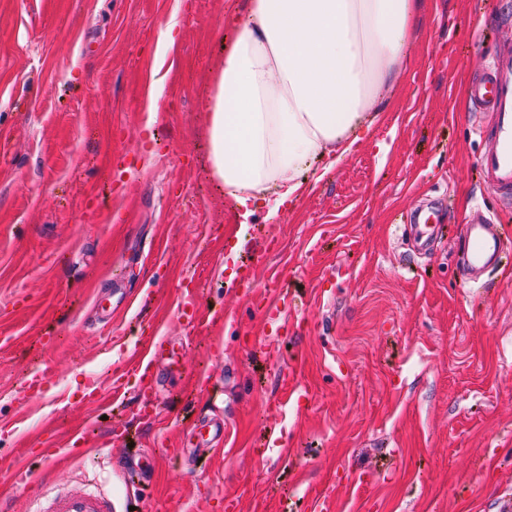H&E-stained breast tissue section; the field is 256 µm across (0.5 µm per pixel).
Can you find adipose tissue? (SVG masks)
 I'll return each instance as SVG.
<instances>
[{
	"instance_id": "ef3b65f1",
	"label": "adipose tissue",
	"mask_w": 512,
	"mask_h": 512,
	"mask_svg": "<svg viewBox=\"0 0 512 512\" xmlns=\"http://www.w3.org/2000/svg\"><path fill=\"white\" fill-rule=\"evenodd\" d=\"M424 0H246L207 100L209 154L249 223L295 203L380 118Z\"/></svg>"
}]
</instances>
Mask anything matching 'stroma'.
Listing matches in <instances>:
<instances>
[{
	"instance_id": "35a3bbf8",
	"label": "stroma",
	"mask_w": 512,
	"mask_h": 512,
	"mask_svg": "<svg viewBox=\"0 0 512 512\" xmlns=\"http://www.w3.org/2000/svg\"><path fill=\"white\" fill-rule=\"evenodd\" d=\"M243 0H0V460L34 481L0 486L7 512L72 487L112 512H498L512 494V257L461 283L457 243L482 208L512 234V203L475 168L466 87L512 53V0H427L408 69L380 121L293 209L231 224L213 174L207 98ZM254 262L256 286L232 279ZM193 279L217 324L187 330ZM294 299L280 361L253 340L272 282ZM112 321L97 298L114 283ZM55 337L46 347L44 337ZM151 336L180 342L161 421L108 386ZM46 375L42 396L24 398ZM299 387L278 422L264 404ZM101 400L88 405L89 380ZM232 385V453H166ZM281 428L288 454L263 449ZM76 429L88 445L26 458ZM154 459L127 496L126 460Z\"/></svg>"
}]
</instances>
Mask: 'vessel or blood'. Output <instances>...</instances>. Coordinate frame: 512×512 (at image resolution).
Returning a JSON list of instances; mask_svg holds the SVG:
<instances>
[{
	"label": "vessel or blood",
	"instance_id": "b4317fda",
	"mask_svg": "<svg viewBox=\"0 0 512 512\" xmlns=\"http://www.w3.org/2000/svg\"><path fill=\"white\" fill-rule=\"evenodd\" d=\"M473 111L490 114L493 125L488 134L493 140L490 149L479 155L477 168L486 188L492 193L512 197V54H497L482 76L469 89ZM465 252L462 266L464 287H477L484 274L499 265L505 250L504 240L490 215L477 210L464 226ZM178 317L189 329L199 328L205 320L191 290L180 294ZM261 315L270 326V335L262 337L260 344L268 356H275L280 339L287 335L288 293L284 289L267 290L262 302ZM175 342L164 336L147 339L140 352V360L131 372L139 377L143 386L154 380V369L173 371L177 360ZM230 427L226 420L204 422L179 439V455H186L190 442L210 445L226 442ZM0 479L13 487H26L32 475L25 463L16 461L0 467ZM34 512H112V501L86 488L76 486L63 495L42 502Z\"/></svg>",
	"mask_w": 512,
	"mask_h": 512
}]
</instances>
